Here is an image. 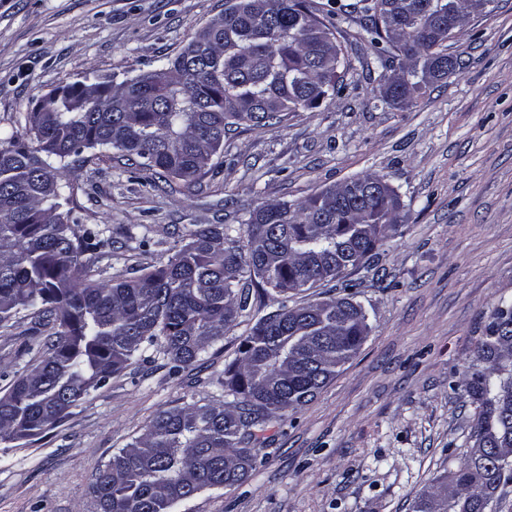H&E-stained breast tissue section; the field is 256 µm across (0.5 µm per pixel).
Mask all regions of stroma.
<instances>
[{
    "label": "stroma",
    "instance_id": "stroma-1",
    "mask_svg": "<svg viewBox=\"0 0 512 512\" xmlns=\"http://www.w3.org/2000/svg\"><path fill=\"white\" fill-rule=\"evenodd\" d=\"M307 0L348 61L340 89L281 123L232 128L194 196L105 157L65 173L80 223L109 246L84 253L103 277L157 266L197 224H234L270 201L296 202L374 173L403 222L368 267L286 297L251 287L249 308L195 367L157 356L113 376L55 427L0 444V512H98L89 488L159 411L219 402L254 323L281 306L350 297L370 327L354 358L268 433L238 484L175 512H412L416 494L462 455L475 406L461 381L491 314L512 300V0L448 40L461 74L391 104L369 68L362 19ZM225 0H0V137L25 133L52 90L88 74L122 81L174 58ZM41 326L0 334V391L36 358Z\"/></svg>",
    "mask_w": 512,
    "mask_h": 512
}]
</instances>
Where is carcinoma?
<instances>
[{
	"instance_id": "cac0c4a2",
	"label": "carcinoma",
	"mask_w": 512,
	"mask_h": 512,
	"mask_svg": "<svg viewBox=\"0 0 512 512\" xmlns=\"http://www.w3.org/2000/svg\"><path fill=\"white\" fill-rule=\"evenodd\" d=\"M363 14L386 98L404 103L461 69L449 35L472 0H333ZM333 33L305 0H226L162 67L127 78L84 77L28 113L32 148L0 139V329L22 314L47 322L43 353L0 392V443L29 440L91 391L152 350L180 369L204 360L250 306L247 282L298 294L343 274L351 254L371 256L375 236L400 215L381 196L359 197L375 174L356 175L297 202L244 214L239 225L199 224L160 266L96 277L83 253L103 230L60 212L73 187L64 171L114 150L190 190L201 184L231 127L271 126L319 105L347 67ZM366 313L350 298L287 306L259 318L227 371L232 400L160 411L99 469V512H174L198 493L253 470L264 432L311 402L357 353ZM465 390L476 404L465 454L416 496L413 512H499L512 483V305L493 313Z\"/></svg>"
}]
</instances>
